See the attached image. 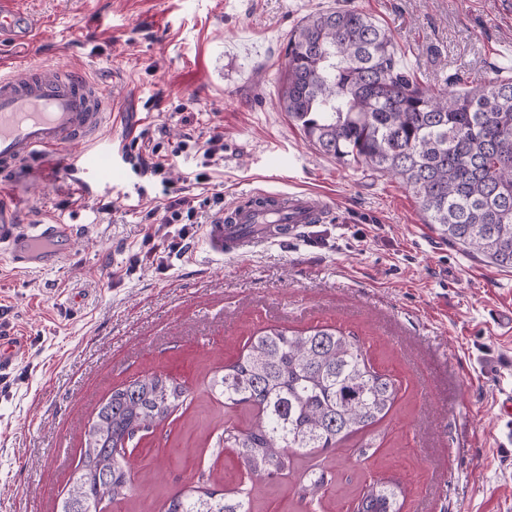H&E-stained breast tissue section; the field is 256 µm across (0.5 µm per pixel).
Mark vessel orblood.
I'll use <instances>...</instances> for the list:
<instances>
[{"mask_svg":"<svg viewBox=\"0 0 512 512\" xmlns=\"http://www.w3.org/2000/svg\"><path fill=\"white\" fill-rule=\"evenodd\" d=\"M33 33L31 15L17 0H0V43L23 45ZM110 110L99 85L66 69L48 74L28 64L0 75V177L32 188L37 179L30 160L42 153H67L97 139ZM112 148L85 156L86 168L103 177L112 174ZM332 214L322 195L299 191H258L227 206L207 230L210 248L243 254L254 242H277L305 232ZM72 225L59 220L24 225L8 197L0 195V243L17 269L61 262ZM60 242V249L34 251V242Z\"/></svg>","mask_w":512,"mask_h":512,"instance_id":"vessel-or-blood-1","label":"vessel or blood"}]
</instances>
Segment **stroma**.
I'll return each mask as SVG.
<instances>
[{"label":"stroma","instance_id":"35a3bbf8","mask_svg":"<svg viewBox=\"0 0 512 512\" xmlns=\"http://www.w3.org/2000/svg\"><path fill=\"white\" fill-rule=\"evenodd\" d=\"M507 0H24L37 20L24 47L1 46L0 68L26 59L72 68L117 101V126L98 146L142 136L185 148L175 187L225 203L254 191H312L333 216L306 235L243 255L214 252L204 210L185 252L158 269L146 253L161 207L158 179L119 161L111 179L76 185L78 152L46 154L49 177L33 203L0 185L29 224L72 222L64 260L27 270L0 260V336L25 337L0 372V512H53L69 487L81 435L112 387L161 372L190 402L139 441L136 491L104 512H158L205 474L208 489L250 492L252 512H305L299 478L307 460L258 482L234 451L211 448L251 408L225 407L208 382L269 325H329L355 334L398 396L376 425L368 459L361 436L316 454L332 474L317 512H354L366 483L396 480L403 512H512V429L496 399L512 393V271L448 242L404 185L364 166H344L309 145L277 101L288 37L306 16L355 7L385 27L404 68L444 89L454 72L478 89L512 77ZM217 133L224 160L202 144ZM204 181H197V174Z\"/></svg>","mask_w":512,"mask_h":512}]
</instances>
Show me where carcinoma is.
Returning <instances> with one entry per match:
<instances>
[{"label":"carcinoma","instance_id":"carcinoma-1","mask_svg":"<svg viewBox=\"0 0 512 512\" xmlns=\"http://www.w3.org/2000/svg\"><path fill=\"white\" fill-rule=\"evenodd\" d=\"M435 91L400 65L389 32L357 8L304 18L288 38L280 99L308 143L342 165L362 164L399 180L427 222L449 241L512 269V78ZM210 392L224 405L257 410L247 429L227 426L217 454L237 449L255 479L274 480L294 459L339 447L392 410L398 387L366 359L359 340L329 326H270L215 372ZM190 391L163 373L124 383L102 400L84 431L77 463L56 512H102L136 488L128 457L135 439L186 405ZM327 485L311 465L302 499ZM398 482L365 485L356 512H401ZM247 495L186 486L161 512H250Z\"/></svg>","mask_w":512,"mask_h":512}]
</instances>
